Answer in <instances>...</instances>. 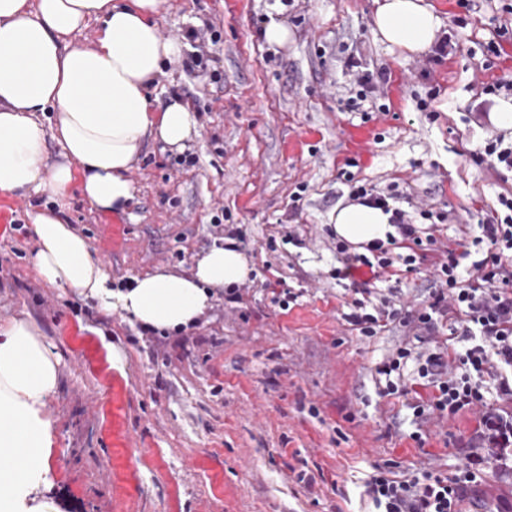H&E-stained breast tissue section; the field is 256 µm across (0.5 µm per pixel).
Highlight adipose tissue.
<instances>
[{"label":"adipose tissue","mask_w":512,"mask_h":512,"mask_svg":"<svg viewBox=\"0 0 512 512\" xmlns=\"http://www.w3.org/2000/svg\"><path fill=\"white\" fill-rule=\"evenodd\" d=\"M166 0H0V193L43 188L54 208L32 212L37 238L32 264L48 283L121 308L154 331L196 325L219 292L251 273L233 241L212 247L190 274L158 271L112 289L88 241L63 218L69 189L80 181L90 203L122 212L133 196L129 173L147 141L176 151L196 133L192 112L173 98L152 111L150 85L165 63L181 56L180 39L162 36L157 19ZM97 40L77 37L89 23ZM440 21L424 0H380L375 33L412 54L435 42ZM56 112L53 125L40 116ZM62 161L47 164L48 140ZM382 209L354 203L338 209L335 230L359 246L393 230ZM58 386V361L25 320L0 326V448L19 449L0 466V512H30L34 492L49 481L52 424L42 415Z\"/></svg>","instance_id":"ef3b65f1"}]
</instances>
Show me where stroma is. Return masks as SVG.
Returning a JSON list of instances; mask_svg holds the SVG:
<instances>
[{
    "instance_id": "1",
    "label": "stroma",
    "mask_w": 512,
    "mask_h": 512,
    "mask_svg": "<svg viewBox=\"0 0 512 512\" xmlns=\"http://www.w3.org/2000/svg\"><path fill=\"white\" fill-rule=\"evenodd\" d=\"M425 2L446 54L383 43L375 0H168L159 29L185 49L149 97L157 108L179 97L197 135L181 154L145 143L126 212H101L75 187L64 217L113 284L190 273L240 232L252 266L240 302L217 299L189 330L146 334L126 313L49 285L30 262L29 215L50 193L0 194V325L29 321L59 361L43 408L49 483L36 501L55 512H376L363 494L375 466L456 473L476 419H435L412 439L411 412L377 372L404 331L351 333L355 294L335 278L331 221L350 202L349 170L396 194L439 243L489 249L475 244L476 226L499 212L512 178L477 156L501 134L485 88L512 82V0ZM272 18L287 26L286 45L266 42ZM381 69L387 82L362 90L360 77ZM396 270V306L428 300L429 261ZM286 289L297 299L284 307L275 296ZM485 467L469 504L512 512V475Z\"/></svg>"
}]
</instances>
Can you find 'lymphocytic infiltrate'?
<instances>
[{"label":"lymphocytic infiltrate","mask_w":512,"mask_h":512,"mask_svg":"<svg viewBox=\"0 0 512 512\" xmlns=\"http://www.w3.org/2000/svg\"><path fill=\"white\" fill-rule=\"evenodd\" d=\"M350 197L391 210L396 233L387 242L370 244L366 255L338 245L337 279H352L362 266L371 273L369 279L354 281L356 298L345 316L347 323L368 337L396 322L428 341L421 349L398 347L380 367L388 378L387 394L401 398L420 426L435 417L450 420L467 412L480 417L466 461L454 476L433 470L398 473L383 464L366 481L365 494L380 512H464L468 490L481 480L485 452L496 453L504 463L512 459V414L487 397L493 391L512 400V194L498 198L505 217L478 226L490 252L467 265L454 247L438 246L431 235L420 236L403 210L391 208L389 195L355 185ZM422 245L432 253L431 293L426 305L404 315L379 285L395 264L415 263L411 249ZM453 338L460 342L459 350H450Z\"/></svg>","instance_id":"1"}]
</instances>
